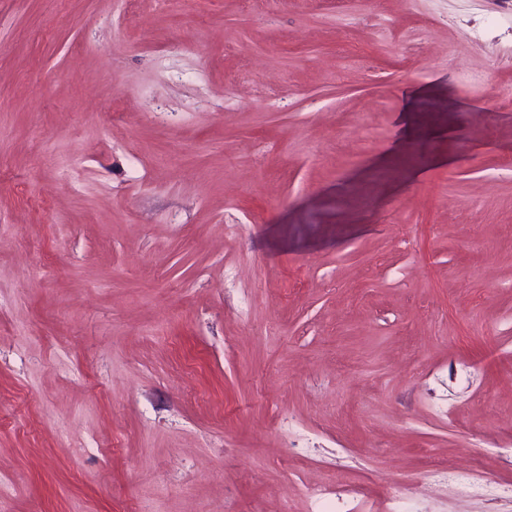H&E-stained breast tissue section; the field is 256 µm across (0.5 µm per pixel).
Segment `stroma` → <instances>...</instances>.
Here are the masks:
<instances>
[{"label":"stroma","instance_id":"35a3bbf8","mask_svg":"<svg viewBox=\"0 0 512 512\" xmlns=\"http://www.w3.org/2000/svg\"><path fill=\"white\" fill-rule=\"evenodd\" d=\"M425 470L512 512V0H0V512Z\"/></svg>","mask_w":512,"mask_h":512}]
</instances>
